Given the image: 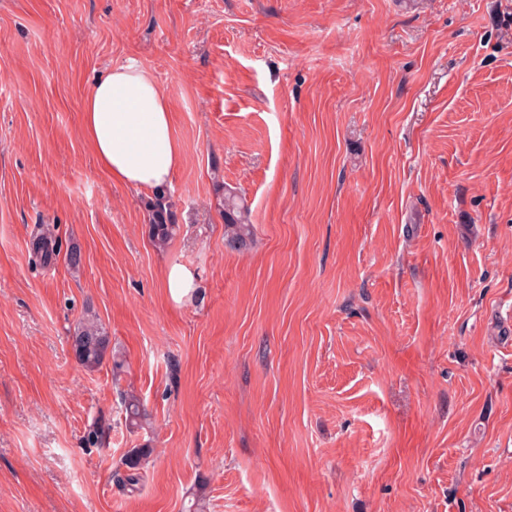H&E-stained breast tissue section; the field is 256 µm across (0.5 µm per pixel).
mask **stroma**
Wrapping results in <instances>:
<instances>
[{"label": "stroma", "instance_id": "35a3bbf8", "mask_svg": "<svg viewBox=\"0 0 512 512\" xmlns=\"http://www.w3.org/2000/svg\"><path fill=\"white\" fill-rule=\"evenodd\" d=\"M129 62L183 151L162 247L82 129ZM0 83V512H512V0H0ZM224 228L230 242L237 248H246L252 237L249 210L234 192L224 193ZM32 251L43 264L51 262L57 251L56 240L49 229H42L32 240ZM164 288L170 299L175 303L190 300L195 294V283L192 274L183 266L173 264L165 272ZM71 343L78 365L87 371L98 369L110 354L112 359L110 337L95 315H87L77 323ZM151 454L150 448H134L126 455L124 462V473L116 471L114 480L127 492L133 493L139 490L141 475L139 470L145 464Z\"/></svg>", "mask_w": 512, "mask_h": 512}]
</instances>
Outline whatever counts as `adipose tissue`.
I'll use <instances>...</instances> for the list:
<instances>
[{
    "label": "adipose tissue",
    "mask_w": 512,
    "mask_h": 512,
    "mask_svg": "<svg viewBox=\"0 0 512 512\" xmlns=\"http://www.w3.org/2000/svg\"><path fill=\"white\" fill-rule=\"evenodd\" d=\"M83 132L112 181L156 189L183 163L166 92L142 66L106 69L82 103Z\"/></svg>",
    "instance_id": "obj_1"
}]
</instances>
